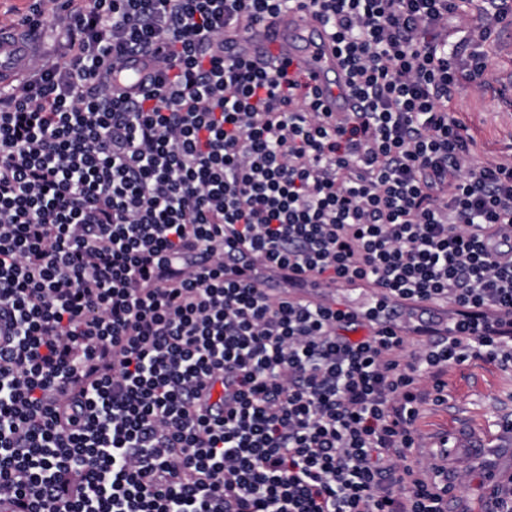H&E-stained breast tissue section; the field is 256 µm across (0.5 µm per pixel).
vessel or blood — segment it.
Here are the masks:
<instances>
[{"label":"vessel or blood","mask_w":512,"mask_h":512,"mask_svg":"<svg viewBox=\"0 0 512 512\" xmlns=\"http://www.w3.org/2000/svg\"><path fill=\"white\" fill-rule=\"evenodd\" d=\"M250 36L255 42L275 46L280 55L292 60L319 89L328 110L347 112L355 107L332 37L322 22L295 10L252 30ZM36 46L35 36L25 29H0V85L12 83L25 72Z\"/></svg>","instance_id":"vessel-or-blood-1"}]
</instances>
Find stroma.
<instances>
[{"mask_svg": "<svg viewBox=\"0 0 512 512\" xmlns=\"http://www.w3.org/2000/svg\"><path fill=\"white\" fill-rule=\"evenodd\" d=\"M62 17L60 7L46 6L40 28L41 52L61 65L70 58ZM483 51L489 61L485 79L461 80L448 101L449 112L472 140L477 164L512 151V106L499 94L503 88L512 90V30H498ZM510 419L512 366L472 359L450 368L447 404L426 408L417 421L423 437L443 431L455 436V448L428 451L456 482L457 499L449 503L448 512L461 507L485 512L489 473L512 472V435L502 429ZM472 441L486 447L487 455L473 453L468 447Z\"/></svg>", "mask_w": 512, "mask_h": 512, "instance_id": "obj_1", "label": "stroma"}]
</instances>
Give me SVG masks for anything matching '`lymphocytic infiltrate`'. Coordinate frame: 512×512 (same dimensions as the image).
<instances>
[{
	"instance_id": "obj_1",
	"label": "lymphocytic infiltrate",
	"mask_w": 512,
	"mask_h": 512,
	"mask_svg": "<svg viewBox=\"0 0 512 512\" xmlns=\"http://www.w3.org/2000/svg\"><path fill=\"white\" fill-rule=\"evenodd\" d=\"M62 7L69 63L0 89V499L448 512L444 467L406 463L419 409L453 365L512 364V160L473 164L448 111L489 67L448 42L461 0ZM291 7L359 108L248 39ZM504 25L473 0L467 40Z\"/></svg>"
}]
</instances>
